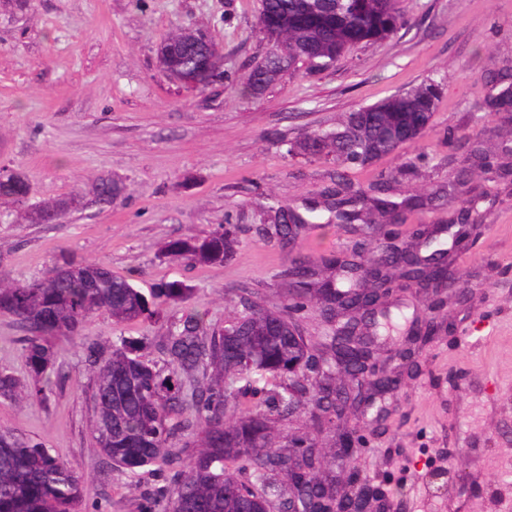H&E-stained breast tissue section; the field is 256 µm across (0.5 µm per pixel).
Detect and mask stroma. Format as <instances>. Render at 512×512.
<instances>
[{
  "mask_svg": "<svg viewBox=\"0 0 512 512\" xmlns=\"http://www.w3.org/2000/svg\"><path fill=\"white\" fill-rule=\"evenodd\" d=\"M407 23L389 38L347 53L319 72L298 68L262 92L248 76L272 49L261 32V0H0V169L22 172L31 191L0 200V276L48 275L61 257L104 264L137 287L180 281L190 299L159 318L116 323L99 311L87 324L104 347L147 338L141 356L163 363L160 338L200 313L207 329L247 315L251 303L286 302L287 240L275 231L273 202L314 208L297 249L311 259L353 251L356 234L337 224L322 192L337 178L370 191L379 170L396 169L394 201L417 202L396 225H442L477 199L470 241L452 257L465 269V297L430 311L422 294L396 292L393 330L380 331L377 363L394 371L411 322L444 326L415 349L418 373L345 422L363 439L350 464L383 512H512V175L487 181L470 149L491 147L512 166V122L484 101L506 87L512 64V0H403ZM177 28L217 45L223 81L192 90L158 67L160 44ZM429 79L444 82L432 124L397 161L336 169L288 155L290 142L335 127L339 117ZM461 141L449 144L448 131ZM464 168L462 193L448 184ZM122 183L109 204L94 201L100 178ZM67 207L51 224L33 222L42 202ZM237 225L221 263H195L171 250ZM24 333L0 312V373L27 379ZM53 391L45 402L0 398V430L41 439L84 477L79 512H161L153 490L177 467L138 474L114 468L93 433L90 372L80 342L56 337ZM281 436L309 434L332 446L336 430L312 406L278 420Z\"/></svg>",
  "mask_w": 512,
  "mask_h": 512,
  "instance_id": "1",
  "label": "stroma"
}]
</instances>
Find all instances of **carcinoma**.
<instances>
[{
	"label": "carcinoma",
	"mask_w": 512,
	"mask_h": 512,
	"mask_svg": "<svg viewBox=\"0 0 512 512\" xmlns=\"http://www.w3.org/2000/svg\"><path fill=\"white\" fill-rule=\"evenodd\" d=\"M262 2L265 19L259 26L273 49L250 73L249 84L257 91L300 63L311 71L325 69L347 51L384 40L405 23L399 0ZM160 63L170 75L196 74L206 87L224 77L216 46L200 32L173 34L160 48ZM441 97L442 82L427 80L344 113L335 128L306 133L288 153L338 166L364 167L394 158L400 147L423 138ZM122 190L119 183L102 178L95 202L110 204ZM29 193L21 173L0 175L1 197L24 201ZM323 196L334 198L339 223L363 221L361 241L349 257L322 260L330 271L325 278L308 257H292L288 308L313 301L324 318L345 322V333H333L317 348L281 312L254 304L249 314L210 333L200 316L185 318L163 337V367L143 361L139 342L124 338L112 343L110 356L99 362L93 359L98 340L84 333L93 313L104 310L118 323L151 319L159 306L184 301L191 291L177 282H163L146 293L99 264L67 260L42 279L0 278V312L14 316L25 332V361L33 379L22 386L15 377L0 374V397L45 400L50 390L47 372L57 356L48 338L78 337L94 366L93 433L113 466L134 473L159 461L172 465L178 462L171 452L176 432L188 431L199 439L201 450L182 466L179 483L159 492L166 502L164 512H263L268 497L285 498L286 508L290 495L303 512H366L363 496L339 492L325 470L324 456L308 439L294 438L281 452H269L275 447V416L295 413L307 394L323 415L341 418L367 392L396 389V382L373 376L363 362L372 353L371 340L356 335L358 316L384 303L395 277L409 288H426L432 279L446 277L451 289L463 284L464 273L449 268L442 255L432 262L421 259L415 250V239L424 234L420 228L411 232L400 254L380 252L371 215L380 214L386 224H402L403 205L360 191L350 196L340 180ZM269 211L279 234L296 246L310 216L277 202ZM233 242L228 224L201 242H176L172 250L199 262L220 263ZM338 366L357 388L336 382ZM228 378L242 386L232 388ZM261 380L273 381L274 389L260 402H242ZM182 406L187 417L175 427L168 425L167 410ZM272 474L287 481L270 484ZM82 492V475L73 464L41 441L0 431V512H77Z\"/></svg>",
	"instance_id": "carcinoma-1"
}]
</instances>
